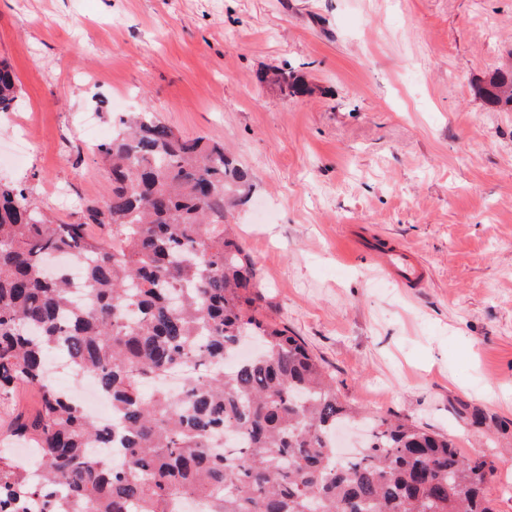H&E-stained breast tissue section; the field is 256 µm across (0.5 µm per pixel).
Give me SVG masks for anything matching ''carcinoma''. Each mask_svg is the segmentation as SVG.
<instances>
[{
    "mask_svg": "<svg viewBox=\"0 0 512 512\" xmlns=\"http://www.w3.org/2000/svg\"><path fill=\"white\" fill-rule=\"evenodd\" d=\"M280 79L294 96L308 92ZM18 93L0 61V114ZM478 93L512 106V71ZM115 126L95 150L109 185L70 224L54 223L26 185L0 180V404L20 385L41 396L12 429L38 461L0 456V512H177L191 498L206 512H493L492 465L416 422L371 416L363 451L337 456V425L361 411L263 314L255 263L224 221L248 170L147 109ZM55 255L83 264V301L68 267L47 272ZM245 341L258 352L224 371ZM58 351L112 400V421L47 378ZM170 374L181 390L163 383Z\"/></svg>",
    "mask_w": 512,
    "mask_h": 512,
    "instance_id": "carcinoma-1",
    "label": "carcinoma"
}]
</instances>
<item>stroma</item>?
Wrapping results in <instances>:
<instances>
[{"mask_svg": "<svg viewBox=\"0 0 512 512\" xmlns=\"http://www.w3.org/2000/svg\"><path fill=\"white\" fill-rule=\"evenodd\" d=\"M0 59L36 139L0 121V178L70 223L101 198L95 146L150 108L250 169L226 215L264 310L341 397L452 433L512 512V0H0ZM301 76L293 98L271 75ZM419 258L404 288L358 233ZM477 91L493 105L512 106V71L497 72Z\"/></svg>", "mask_w": 512, "mask_h": 512, "instance_id": "35a3bbf8", "label": "stroma"}]
</instances>
